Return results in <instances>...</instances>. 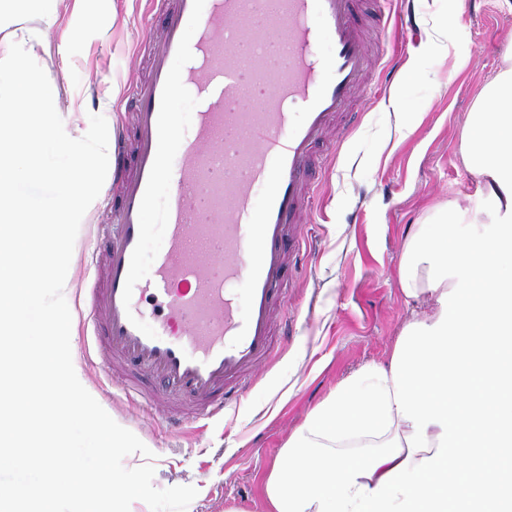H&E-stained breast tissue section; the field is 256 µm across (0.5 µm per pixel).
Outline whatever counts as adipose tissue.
I'll return each mask as SVG.
<instances>
[{"label":"adipose tissue","instance_id":"adipose-tissue-1","mask_svg":"<svg viewBox=\"0 0 512 512\" xmlns=\"http://www.w3.org/2000/svg\"><path fill=\"white\" fill-rule=\"evenodd\" d=\"M460 144L489 206L460 233L447 208L406 241L399 285L431 302L390 360L343 379L262 484L267 512H504L512 505V43ZM366 451L351 458L349 440Z\"/></svg>","mask_w":512,"mask_h":512}]
</instances>
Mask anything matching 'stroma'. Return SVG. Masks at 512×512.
<instances>
[{"label":"stroma","mask_w":512,"mask_h":512,"mask_svg":"<svg viewBox=\"0 0 512 512\" xmlns=\"http://www.w3.org/2000/svg\"><path fill=\"white\" fill-rule=\"evenodd\" d=\"M52 26L34 21L19 42L30 48L50 83L73 96L64 128L84 136L89 114L116 130L132 102L130 81L140 77L134 50L159 17L140 0H52ZM383 72L359 99L354 122H342L334 157L319 175L320 189L304 227L309 258L292 270L286 292L292 329L253 376L238 409L170 433L161 419L113 387L83 329L86 259L98 237L97 212L80 226L67 273L73 303L70 343L88 388L112 418L151 451L123 464H152L153 485H191L198 494L187 512H264L261 481L289 435L350 373L384 365L406 324L429 307L411 302L398 282L404 242L437 205L450 207L460 230H474L485 207L477 178L463 164L461 138L469 110L499 70L512 41V0H390ZM457 21L445 44L420 60V39ZM485 51L475 55L473 47ZM401 101L395 112L393 101Z\"/></svg>","instance_id":"1"}]
</instances>
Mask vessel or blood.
<instances>
[{"label": "vessel or blood", "mask_w": 512, "mask_h": 512, "mask_svg": "<svg viewBox=\"0 0 512 512\" xmlns=\"http://www.w3.org/2000/svg\"><path fill=\"white\" fill-rule=\"evenodd\" d=\"M365 0H146L162 14L114 144L84 306L112 379L171 426L237 404L287 335L316 145L374 63Z\"/></svg>", "instance_id": "vessel-or-blood-1"}]
</instances>
